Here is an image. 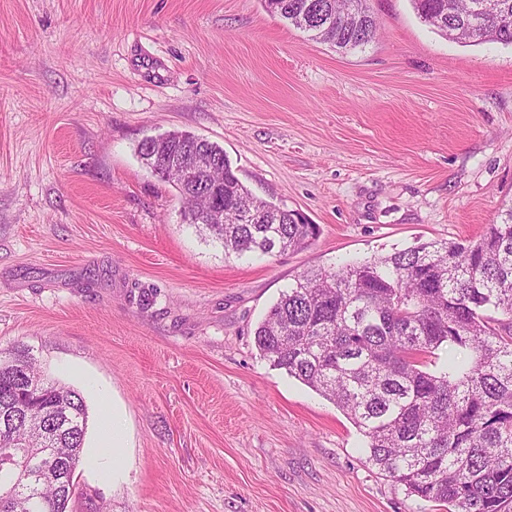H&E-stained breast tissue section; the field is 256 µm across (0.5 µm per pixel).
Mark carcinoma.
Returning <instances> with one entry per match:
<instances>
[{
  "instance_id": "obj_1",
  "label": "carcinoma",
  "mask_w": 512,
  "mask_h": 512,
  "mask_svg": "<svg viewBox=\"0 0 512 512\" xmlns=\"http://www.w3.org/2000/svg\"><path fill=\"white\" fill-rule=\"evenodd\" d=\"M355 0H264L266 10L302 28L295 15L326 5L314 38L349 51L377 34L370 10ZM480 0H411L421 22L448 39L512 46V0L473 23ZM145 165L166 168L195 153L224 174L216 188L195 177L198 193L173 183L183 216L221 243L224 255L308 247L318 234L296 210L256 197L240 181L224 148L187 131L142 140ZM224 209V223L204 211ZM271 366L341 408L367 439L368 460L408 494L454 512H512V206L477 240L433 241L336 269L311 267L281 294L254 332ZM443 346L460 358L429 369ZM40 386L31 400L43 419H12L18 373L0 364V512H67L69 495L25 484L23 452L61 448L80 457L88 413L77 391L43 377L29 352L0 349Z\"/></svg>"
}]
</instances>
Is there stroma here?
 Masks as SVG:
<instances>
[{"label":"stroma","mask_w":512,"mask_h":512,"mask_svg":"<svg viewBox=\"0 0 512 512\" xmlns=\"http://www.w3.org/2000/svg\"><path fill=\"white\" fill-rule=\"evenodd\" d=\"M368 6L375 39L339 53L263 0H0V348L85 399L68 512H446L254 343L308 267L475 240L512 204V46ZM169 131L316 239L225 258L137 156ZM100 448H112V459H118L122 448L126 447L125 425L117 411L106 414L99 429Z\"/></svg>","instance_id":"35a3bbf8"}]
</instances>
